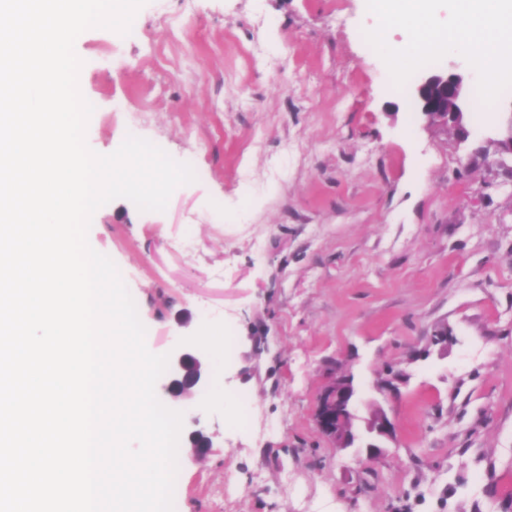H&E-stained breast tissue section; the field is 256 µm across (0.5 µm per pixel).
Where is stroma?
Returning a JSON list of instances; mask_svg holds the SVG:
<instances>
[{
    "mask_svg": "<svg viewBox=\"0 0 512 512\" xmlns=\"http://www.w3.org/2000/svg\"><path fill=\"white\" fill-rule=\"evenodd\" d=\"M80 34L97 153L127 135L190 164L165 211L100 207L91 247L167 353L214 358L183 429L174 512H512V176L427 125L364 33L366 0H146ZM448 337L446 348L434 336ZM397 437L342 452L314 412L333 375L389 370ZM216 434L208 433L202 429H195L189 432L188 448L193 459L198 460L207 457L214 448Z\"/></svg>",
    "mask_w": 512,
    "mask_h": 512,
    "instance_id": "obj_1",
    "label": "stroma"
}]
</instances>
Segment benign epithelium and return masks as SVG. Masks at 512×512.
Segmentation results:
<instances>
[{"mask_svg": "<svg viewBox=\"0 0 512 512\" xmlns=\"http://www.w3.org/2000/svg\"><path fill=\"white\" fill-rule=\"evenodd\" d=\"M472 72H448L446 70L423 71L410 86L408 93L416 109L432 126L450 127L459 142L481 139L485 131L477 132L469 121L466 86ZM166 392L175 403L184 398L206 392L212 383L211 360L197 349L194 339L182 337L170 350ZM404 374L395 373L385 379L377 392L388 401L397 391V383ZM360 396L351 376L336 375L323 387L318 398L315 422L319 431L332 440L340 451L359 447L366 438L392 440L397 435L395 418L384 409L380 401H370L371 412L364 427L357 429L356 406ZM216 434L202 429L189 432L190 455L198 460L207 457L214 448Z\"/></svg>", "mask_w": 512, "mask_h": 512, "instance_id": "1", "label": "benign epithelium"}]
</instances>
